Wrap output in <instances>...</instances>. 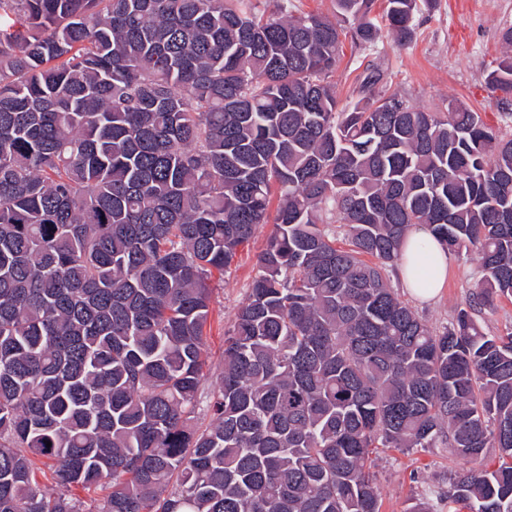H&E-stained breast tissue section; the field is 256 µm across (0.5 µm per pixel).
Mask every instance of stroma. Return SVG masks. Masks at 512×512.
Listing matches in <instances>:
<instances>
[{"label":"stroma","instance_id":"35a3bbf8","mask_svg":"<svg viewBox=\"0 0 512 512\" xmlns=\"http://www.w3.org/2000/svg\"><path fill=\"white\" fill-rule=\"evenodd\" d=\"M417 23L415 37L405 47L386 37L369 49L344 39L332 77L340 102L357 100L367 69L373 66L382 72L387 88L413 104L431 107L444 100L457 101L478 112L501 134L512 135V125L502 119L503 113H512V98L503 99L486 81L502 52L501 33L512 27V0H432ZM270 231L267 224L258 228L223 286L213 291L205 348L211 374L221 369L224 334L247 297L256 257ZM448 262L453 274L436 299L421 301L408 291L400 293L420 317L437 328L447 325L464 306L474 281L475 265L469 256L452 254ZM458 468L444 448L379 452L375 477L382 512H408L415 503L445 497L448 475Z\"/></svg>","mask_w":512,"mask_h":512}]
</instances>
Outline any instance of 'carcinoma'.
Masks as SVG:
<instances>
[{"label":"carcinoma","mask_w":512,"mask_h":512,"mask_svg":"<svg viewBox=\"0 0 512 512\" xmlns=\"http://www.w3.org/2000/svg\"><path fill=\"white\" fill-rule=\"evenodd\" d=\"M375 2L0 0V512H381L379 448H446L448 512H512V332L475 318L512 301V138L376 71L339 105L343 23L413 40L420 0ZM262 224L203 398L212 279ZM414 224L477 261L441 330L391 286Z\"/></svg>","instance_id":"obj_1"}]
</instances>
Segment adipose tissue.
<instances>
[{"instance_id":"obj_1","label":"adipose tissue","mask_w":512,"mask_h":512,"mask_svg":"<svg viewBox=\"0 0 512 512\" xmlns=\"http://www.w3.org/2000/svg\"><path fill=\"white\" fill-rule=\"evenodd\" d=\"M404 288L416 298L434 299L448 277V255L435 241L428 225L411 227L396 263Z\"/></svg>"}]
</instances>
